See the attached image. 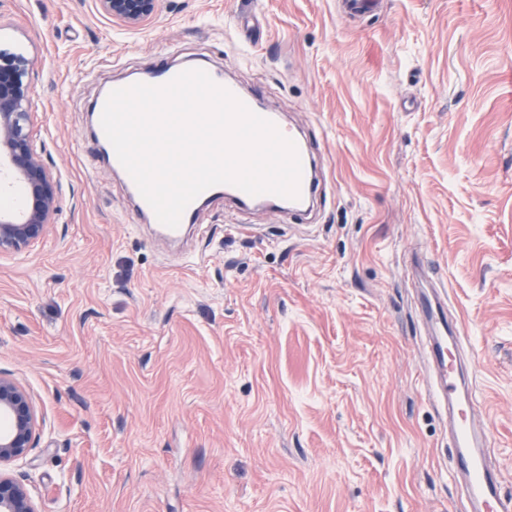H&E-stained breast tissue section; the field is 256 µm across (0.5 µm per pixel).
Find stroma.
<instances>
[{
  "instance_id": "stroma-1",
  "label": "stroma",
  "mask_w": 512,
  "mask_h": 512,
  "mask_svg": "<svg viewBox=\"0 0 512 512\" xmlns=\"http://www.w3.org/2000/svg\"><path fill=\"white\" fill-rule=\"evenodd\" d=\"M34 140L59 184L46 238L0 253V373L40 426L12 463L39 512H465L430 396L408 256L458 316L512 494V0H0ZM206 62L305 133L312 222L221 198L185 244L140 218L90 103ZM99 9L113 21L138 27L153 19L159 0H97Z\"/></svg>"
}]
</instances>
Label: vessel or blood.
<instances>
[{
    "label": "vessel or blood",
    "mask_w": 512,
    "mask_h": 512,
    "mask_svg": "<svg viewBox=\"0 0 512 512\" xmlns=\"http://www.w3.org/2000/svg\"><path fill=\"white\" fill-rule=\"evenodd\" d=\"M211 78L216 84L227 85L229 91L236 93L239 100L254 113L281 125V116L264 108L256 95L240 92L236 84L226 83L219 72H212ZM282 133L294 142L301 160L298 198L289 199L269 193L252 196L233 185L220 184L203 191L200 200L192 201L186 207L178 227L170 228L158 223L152 207L142 197L132 177L124 174L123 166L102 126H95L93 131L95 140L106 154L108 165L112 171L121 174L136 213L154 223L157 235L172 240L178 239L184 228L194 224L201 200L215 196L224 197L239 212L264 205L272 211L288 214L294 220H303L312 204L325 193L327 186L315 173L314 155L306 139L288 127H283ZM419 306L428 335L426 359L433 374V393L445 403L450 413L448 441L454 472L464 481L466 497L471 504L470 512H512V497L502 495L499 476L491 461L488 429L477 421L482 414L481 404L470 383L476 369L471 365L462 366L457 355L462 325L458 319L449 318L445 303L436 297L421 295Z\"/></svg>",
    "instance_id": "obj_1"
}]
</instances>
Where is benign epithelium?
I'll return each instance as SVG.
<instances>
[{
    "label": "benign epithelium",
    "instance_id": "7a95c632",
    "mask_svg": "<svg viewBox=\"0 0 512 512\" xmlns=\"http://www.w3.org/2000/svg\"><path fill=\"white\" fill-rule=\"evenodd\" d=\"M112 20L138 27L153 19L159 0H97ZM32 61L0 49V154L23 190L19 208L0 209V252H20L40 241L58 212L57 180L34 145L29 85ZM0 512H37L27 488L8 470L34 447L37 417L29 391L12 377L0 374Z\"/></svg>",
    "mask_w": 512,
    "mask_h": 512
}]
</instances>
